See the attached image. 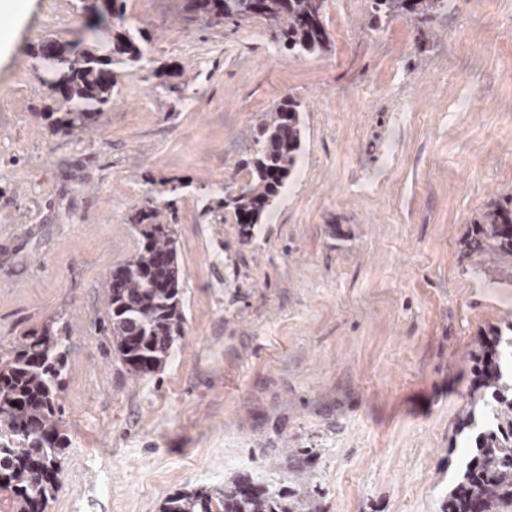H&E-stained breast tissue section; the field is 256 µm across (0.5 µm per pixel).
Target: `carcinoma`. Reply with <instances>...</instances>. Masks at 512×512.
Listing matches in <instances>:
<instances>
[{
  "label": "carcinoma",
  "instance_id": "obj_1",
  "mask_svg": "<svg viewBox=\"0 0 512 512\" xmlns=\"http://www.w3.org/2000/svg\"><path fill=\"white\" fill-rule=\"evenodd\" d=\"M454 0H370L375 16H412L430 24L453 10ZM327 0H186L193 18L220 24L255 19L272 39L301 55L330 50ZM84 22L70 39L47 40L39 58L43 84L65 109L51 122L54 132L84 137L93 133L103 107L120 93L119 78L146 69L141 28L128 26L126 0H93L83 5ZM302 105L289 95L251 131L254 154L242 160L249 180L235 193L207 195L202 215L212 224L231 214L247 237L277 201L296 168L305 138ZM147 194L127 217L141 242L131 256L106 273L104 300L112 353L129 372L161 368L174 341L185 335L183 288L178 261L174 207L165 194L170 181ZM466 255L492 284L509 270L512 278V195L487 205L472 225ZM67 326L53 322L34 329L7 349L0 345V512H45L61 482L67 438L61 432L62 390L70 349ZM474 379L455 435L468 440L441 512H512V320L492 326L471 354ZM162 512H317L313 500L287 502L239 478L215 495L205 489L165 500Z\"/></svg>",
  "mask_w": 512,
  "mask_h": 512
}]
</instances>
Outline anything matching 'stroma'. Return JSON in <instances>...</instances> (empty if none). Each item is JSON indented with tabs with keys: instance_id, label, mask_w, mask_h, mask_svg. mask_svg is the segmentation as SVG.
Returning a JSON list of instances; mask_svg holds the SVG:
<instances>
[{
	"instance_id": "1",
	"label": "stroma",
	"mask_w": 512,
	"mask_h": 512,
	"mask_svg": "<svg viewBox=\"0 0 512 512\" xmlns=\"http://www.w3.org/2000/svg\"><path fill=\"white\" fill-rule=\"evenodd\" d=\"M25 2L0 45V344L70 329L46 512H160L240 476L304 489L320 512H440L468 358L512 318V285L463 256L470 224L512 194V0H456L428 26L333 6L317 57L249 22L186 20L183 0H127L152 37L146 74L121 78L83 140L53 133L37 57L82 4ZM288 94L306 139L280 197L249 238L206 223L208 190L245 184L247 135ZM170 179L185 334L135 377L112 352L104 277L137 249L133 206Z\"/></svg>"
}]
</instances>
